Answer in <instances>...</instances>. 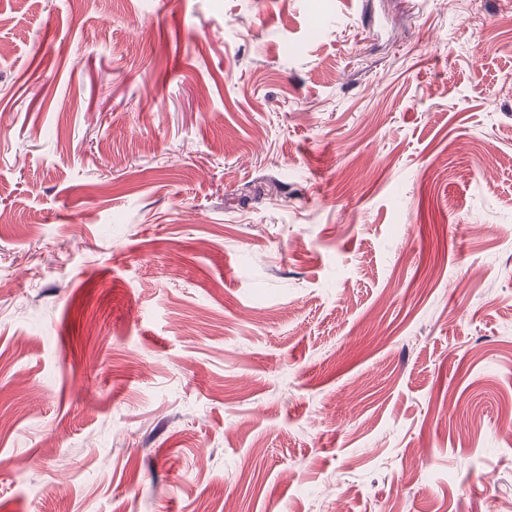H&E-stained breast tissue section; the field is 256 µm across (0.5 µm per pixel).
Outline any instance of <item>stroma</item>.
Returning <instances> with one entry per match:
<instances>
[{"label":"stroma","instance_id":"stroma-1","mask_svg":"<svg viewBox=\"0 0 512 512\" xmlns=\"http://www.w3.org/2000/svg\"><path fill=\"white\" fill-rule=\"evenodd\" d=\"M0 0V512H512V0Z\"/></svg>","mask_w":512,"mask_h":512}]
</instances>
